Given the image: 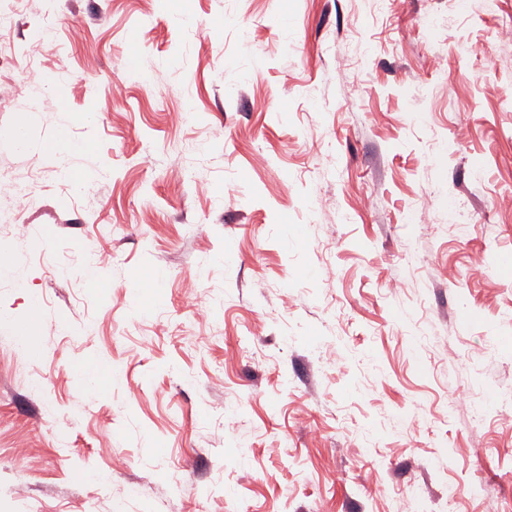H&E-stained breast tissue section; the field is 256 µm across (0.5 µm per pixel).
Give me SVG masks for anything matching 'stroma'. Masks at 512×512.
I'll list each match as a JSON object with an SVG mask.
<instances>
[{
	"label": "stroma",
	"instance_id": "35a3bbf8",
	"mask_svg": "<svg viewBox=\"0 0 512 512\" xmlns=\"http://www.w3.org/2000/svg\"><path fill=\"white\" fill-rule=\"evenodd\" d=\"M480 3L0 0L39 46L0 58L37 201L0 195V512H512V0Z\"/></svg>",
	"mask_w": 512,
	"mask_h": 512
}]
</instances>
